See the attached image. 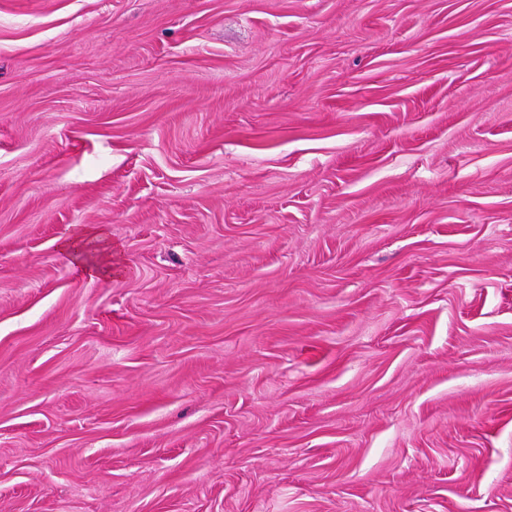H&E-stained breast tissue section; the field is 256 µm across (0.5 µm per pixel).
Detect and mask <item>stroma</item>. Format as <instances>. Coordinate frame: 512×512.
<instances>
[{
	"instance_id": "stroma-1",
	"label": "stroma",
	"mask_w": 512,
	"mask_h": 512,
	"mask_svg": "<svg viewBox=\"0 0 512 512\" xmlns=\"http://www.w3.org/2000/svg\"><path fill=\"white\" fill-rule=\"evenodd\" d=\"M0 512H512V0H0Z\"/></svg>"
}]
</instances>
